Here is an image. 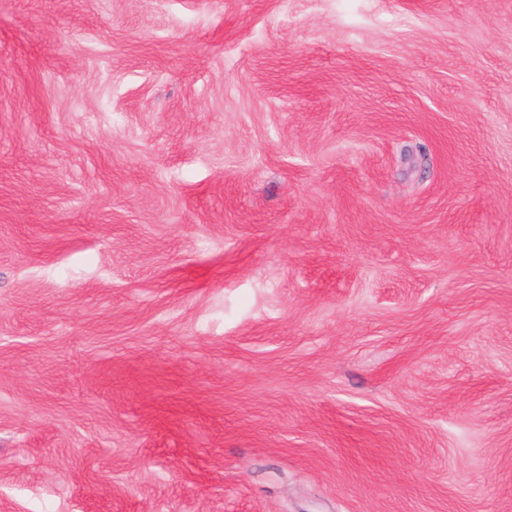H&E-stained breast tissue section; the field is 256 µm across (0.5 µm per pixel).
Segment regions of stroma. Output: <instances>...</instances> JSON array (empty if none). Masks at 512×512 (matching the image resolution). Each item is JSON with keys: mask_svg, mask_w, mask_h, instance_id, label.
<instances>
[{"mask_svg": "<svg viewBox=\"0 0 512 512\" xmlns=\"http://www.w3.org/2000/svg\"><path fill=\"white\" fill-rule=\"evenodd\" d=\"M0 512H512V0H0Z\"/></svg>", "mask_w": 512, "mask_h": 512, "instance_id": "obj_1", "label": "stroma"}]
</instances>
